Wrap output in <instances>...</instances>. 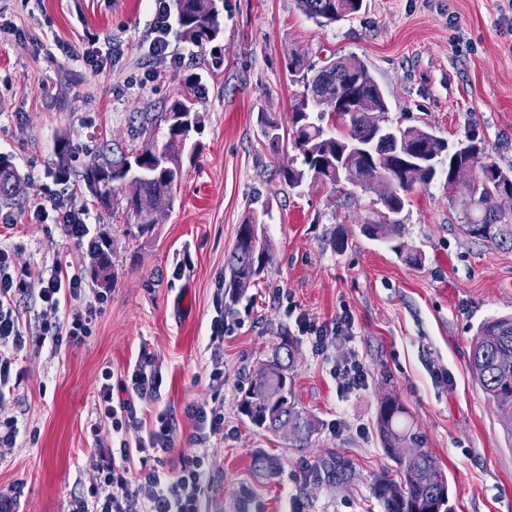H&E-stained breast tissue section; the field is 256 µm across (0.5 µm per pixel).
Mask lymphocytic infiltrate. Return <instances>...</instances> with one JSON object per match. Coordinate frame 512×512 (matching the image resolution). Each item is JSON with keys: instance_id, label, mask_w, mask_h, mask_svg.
Returning a JSON list of instances; mask_svg holds the SVG:
<instances>
[{"instance_id": "lymphocytic-infiltrate-1", "label": "lymphocytic infiltrate", "mask_w": 512, "mask_h": 512, "mask_svg": "<svg viewBox=\"0 0 512 512\" xmlns=\"http://www.w3.org/2000/svg\"><path fill=\"white\" fill-rule=\"evenodd\" d=\"M170 0H154L153 20L147 57L157 64L171 58L173 25ZM32 223L51 222L60 226L78 245L92 242L90 211L77 204L74 194H51L47 202L30 209ZM29 291L14 264L11 247H0V407L14 400L16 385L12 370L19 353L28 346L58 350L76 346L92 334V327L106 296L88 290L82 272L68 271L53 263L38 282L39 309L26 316L21 299ZM96 410L101 420L123 433L119 458L103 459L95 466L88 497L75 512H203V488L209 478L205 466L206 442L224 430V404L190 406L186 415L196 425L198 452L190 457H174L177 425L168 411H159L152 420L143 419L137 401H147L160 393L163 376L149 354L139 355L129 371L123 391L125 400L113 397L112 374L104 372ZM140 469H132V461Z\"/></svg>"}]
</instances>
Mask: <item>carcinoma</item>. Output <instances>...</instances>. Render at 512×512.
I'll use <instances>...</instances> for the list:
<instances>
[{
  "mask_svg": "<svg viewBox=\"0 0 512 512\" xmlns=\"http://www.w3.org/2000/svg\"><path fill=\"white\" fill-rule=\"evenodd\" d=\"M220 0H172V13L178 34L199 46L217 40L221 34ZM300 9L321 25L345 20L363 8L364 0H298ZM290 76L303 84L304 90L291 108L289 140L295 151L291 164L279 168L286 185L296 188L309 178L312 182L337 185L356 182L377 193L378 219L360 225V232L374 241L392 244L404 253L399 242L404 224L403 212L408 193L417 186L427 187L442 176L449 186L456 184L457 171L469 166L479 171L469 185L465 204L466 233L512 250V214L501 210L494 199L507 183H512V168L505 170L493 161L473 129L450 144L431 127L387 125L394 135L372 141L373 119L384 118L388 105L367 64L355 57L341 59L337 69L316 74L305 73L304 61L293 56L286 63ZM202 90L196 74L187 76L184 87L162 112H142L137 127L140 147L127 152L118 150L113 158L91 160L86 167L88 192L105 210H122L141 219L135 225L134 238L152 235L154 214L172 207L174 194L183 178V157L195 152L192 133L200 124L196 100ZM351 96L353 112H340L332 119L330 103L336 96ZM162 143L160 164L148 160L145 176L126 178L122 168L137 153ZM57 174L66 181L70 142L57 140ZM25 178L14 167L11 157L0 154V200L22 195ZM91 276L105 283L112 278V242L100 236L91 249ZM272 263L271 248L258 239L256 225L248 221L239 226L235 245L228 259L229 281L224 295L234 301L240 290L259 277ZM500 356H512V317L501 316L483 322L472 338L469 370L497 413L504 436L512 441V368L497 363ZM295 349L283 341L272 360L264 363L251 378L238 409L241 415L261 431L280 433L287 430L298 448H306L318 431V423L298 408L290 370ZM406 409L393 396L380 402L376 429L383 448L396 464V476L382 475L374 484V495L383 512H414L418 507L441 497L449 488L448 477L437 460L425 449V436L403 423ZM401 448H415L417 454L404 457ZM329 478L343 481L349 464L332 455L323 462Z\"/></svg>",
  "mask_w": 512,
  "mask_h": 512,
  "instance_id": "obj_1",
  "label": "carcinoma"
}]
</instances>
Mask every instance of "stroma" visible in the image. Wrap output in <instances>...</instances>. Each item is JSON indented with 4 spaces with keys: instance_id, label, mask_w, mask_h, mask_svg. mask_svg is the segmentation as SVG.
<instances>
[{
    "instance_id": "obj_1",
    "label": "stroma",
    "mask_w": 512,
    "mask_h": 512,
    "mask_svg": "<svg viewBox=\"0 0 512 512\" xmlns=\"http://www.w3.org/2000/svg\"><path fill=\"white\" fill-rule=\"evenodd\" d=\"M152 17L151 0H0V23L10 28L0 35V153L28 177L23 199L0 201V242L15 248L32 288L55 260L88 270L84 249L60 228L27 217L68 186L88 205L93 235L110 238L113 272L109 300L82 344L20 353L17 398L0 408V421L17 419L20 429L15 447L0 451V496H12L14 512H70L87 492L96 452L119 447V434L95 416L101 373L123 379L145 351L163 384L139 408L148 419L162 410L176 416L175 454L198 448L186 407L224 400V432L208 443V512H382L373 481L395 465L375 421L388 395L425 434L455 512H512V448L468 371L478 326L512 316V251L464 232L466 181L449 188L437 180L410 194L401 219L404 243L424 256L415 266L360 234L374 217L372 194L348 182L289 188L277 170L292 151L271 150L264 136L265 120L287 128L303 92L289 57L318 68L353 55L379 84L390 123L430 127L450 141L478 128L491 158L512 167V0H365L360 13L324 27L296 0H223L215 44L173 41L182 64L149 70ZM97 35L113 49L103 70L83 59ZM193 73L202 84L198 150L185 157L174 204L157 214L152 237L132 239L137 217L93 202L82 164L103 145L129 147L134 114L162 111ZM60 137L73 155L66 185L54 173ZM250 219L274 260L224 306V382L215 385L213 296L238 227ZM340 231L341 251L333 244ZM292 307L320 325L350 312L353 333L315 351ZM285 336L296 347L299 406L320 422L304 450L237 410ZM354 356L366 380L346 392L334 368ZM330 452L352 463L350 482L326 481L320 461ZM259 456L275 468H255Z\"/></svg>"
}]
</instances>
